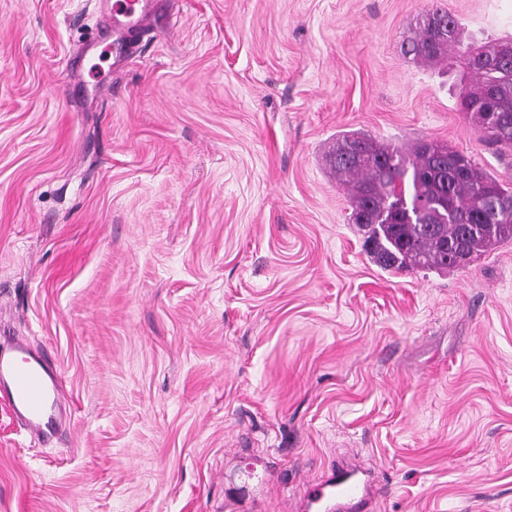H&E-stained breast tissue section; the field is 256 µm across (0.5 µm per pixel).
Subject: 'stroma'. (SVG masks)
<instances>
[{
  "mask_svg": "<svg viewBox=\"0 0 512 512\" xmlns=\"http://www.w3.org/2000/svg\"><path fill=\"white\" fill-rule=\"evenodd\" d=\"M146 5L97 71L96 0H0V342L67 394L47 441L0 405V512H307L347 464L373 512H512V242L384 272L325 162L359 130L512 182L458 64L400 51L435 6L512 36V0ZM244 456L271 475L243 496Z\"/></svg>",
  "mask_w": 512,
  "mask_h": 512,
  "instance_id": "obj_1",
  "label": "stroma"
}]
</instances>
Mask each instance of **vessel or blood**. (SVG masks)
<instances>
[{
    "instance_id": "vessel-or-blood-1",
    "label": "vessel or blood",
    "mask_w": 512,
    "mask_h": 512,
    "mask_svg": "<svg viewBox=\"0 0 512 512\" xmlns=\"http://www.w3.org/2000/svg\"><path fill=\"white\" fill-rule=\"evenodd\" d=\"M116 54L132 53L130 31L146 26L148 13L138 0H113ZM64 389L45 354L16 344L12 354L0 352V402L36 438L54 433L62 423ZM369 500V476L355 466L309 488L307 502L314 512H363Z\"/></svg>"
}]
</instances>
